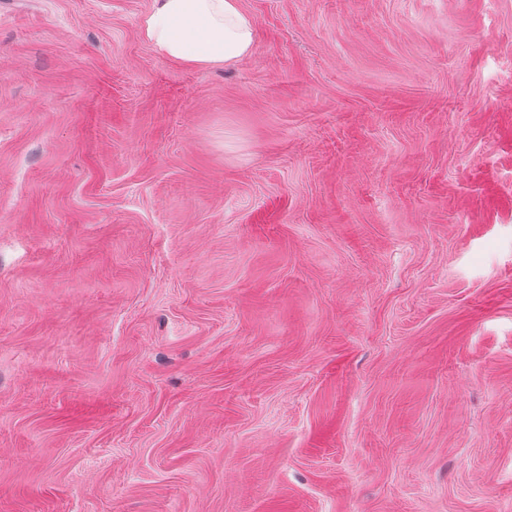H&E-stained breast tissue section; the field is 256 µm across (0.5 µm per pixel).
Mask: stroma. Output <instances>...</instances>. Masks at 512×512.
<instances>
[{"label":"stroma","instance_id":"stroma-1","mask_svg":"<svg viewBox=\"0 0 512 512\" xmlns=\"http://www.w3.org/2000/svg\"><path fill=\"white\" fill-rule=\"evenodd\" d=\"M0 0V512H512V0ZM140 19L145 41L174 62L217 68L250 55L254 22L240 0H153Z\"/></svg>","mask_w":512,"mask_h":512}]
</instances>
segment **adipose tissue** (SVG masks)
<instances>
[{"label": "adipose tissue", "instance_id": "adipose-tissue-1", "mask_svg": "<svg viewBox=\"0 0 512 512\" xmlns=\"http://www.w3.org/2000/svg\"><path fill=\"white\" fill-rule=\"evenodd\" d=\"M139 28L158 55L204 68L246 58L255 39L240 0H154Z\"/></svg>", "mask_w": 512, "mask_h": 512}]
</instances>
